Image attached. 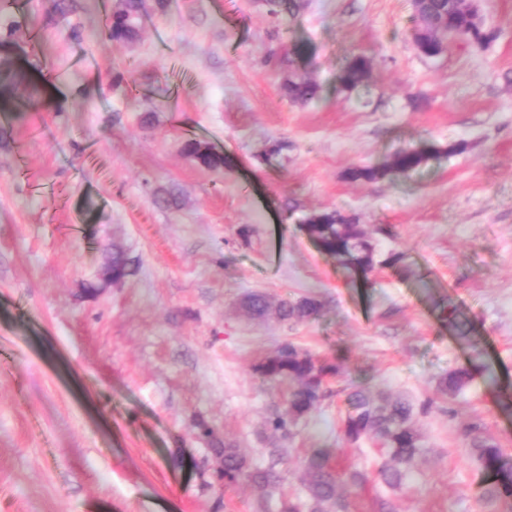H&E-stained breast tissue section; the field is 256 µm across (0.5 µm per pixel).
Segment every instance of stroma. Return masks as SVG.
Returning a JSON list of instances; mask_svg holds the SVG:
<instances>
[{"label": "stroma", "instance_id": "stroma-1", "mask_svg": "<svg viewBox=\"0 0 512 512\" xmlns=\"http://www.w3.org/2000/svg\"><path fill=\"white\" fill-rule=\"evenodd\" d=\"M298 3L281 18L265 0H146L117 44L91 32L100 0L66 15L25 0L0 38L30 80L16 97L55 105L0 110V512H281L309 500L312 448L366 474L342 487L349 512H512L486 504L465 435L512 456V0H479L483 49L435 58L413 42L411 0ZM355 56L371 66L349 92L337 76ZM292 71L316 100L284 95ZM417 148L413 171L351 176ZM333 211L369 233L371 272L309 235ZM115 251L131 272L101 285ZM254 292L264 316L244 306ZM304 298L316 315L278 318ZM285 342L342 367L289 438L267 425L288 384L254 370ZM463 366L470 384L442 391ZM355 386L418 408L427 453L401 488L379 485L378 444L343 435ZM227 443L259 467L283 449L280 488L225 485Z\"/></svg>", "mask_w": 512, "mask_h": 512}]
</instances>
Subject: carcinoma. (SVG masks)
<instances>
[{
	"label": "carcinoma",
	"mask_w": 512,
	"mask_h": 512,
	"mask_svg": "<svg viewBox=\"0 0 512 512\" xmlns=\"http://www.w3.org/2000/svg\"><path fill=\"white\" fill-rule=\"evenodd\" d=\"M144 0H119L105 22L92 29L95 35H105L115 42H129L138 34L137 20ZM423 26L433 33L456 39L473 49L485 46L489 35L473 30L465 7L456 0H425L419 8ZM369 61L356 56L340 71L338 82L344 89H353L367 77ZM23 76L12 68V62L0 57V101L8 103L15 86ZM285 94L293 101L308 102L317 96L318 87L302 74L288 76L283 84ZM426 159L423 151L405 150L396 154L382 167H368L353 171L355 179L373 180L389 171L408 172L418 168ZM320 249L343 264L367 273L374 267V247L370 236L357 224H347L335 213L328 215V223L312 225ZM319 303L305 298L296 303L282 301L276 308L282 320L302 321L317 313ZM255 371L270 382L288 380L294 383L288 394V411L271 420L274 430L285 435L299 421L321 404L325 397L327 379L341 372L339 363L315 359L308 352L288 342L276 347L256 365ZM471 379L466 369H459L443 378L444 391L456 393ZM349 412L343 422L344 437L353 442L375 440L381 445L386 460L378 469L381 482L389 489L401 487L410 476L417 460L425 453L421 435L414 426V407L407 401L386 396H375L357 388L347 396ZM477 427L466 430L471 438L477 461L482 470L494 479L489 495L494 498H512V457L495 445L475 435ZM224 455L221 477L230 486L242 478L250 480L258 489L267 492L280 480L275 465L265 469L251 467L246 456L230 444L218 449ZM311 504L309 512H348V504L338 493L339 480L331 464V451L316 448L302 460Z\"/></svg>",
	"instance_id": "obj_1"
}]
</instances>
